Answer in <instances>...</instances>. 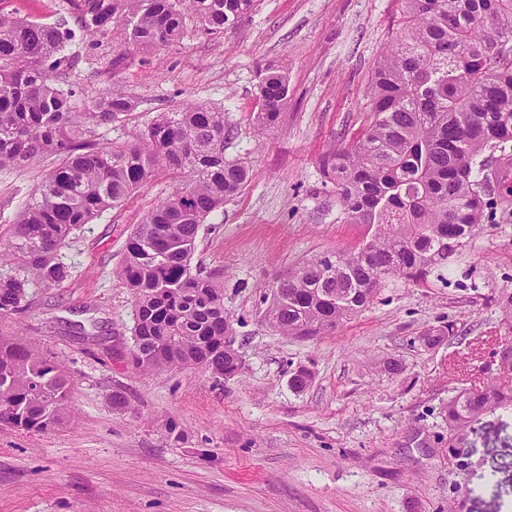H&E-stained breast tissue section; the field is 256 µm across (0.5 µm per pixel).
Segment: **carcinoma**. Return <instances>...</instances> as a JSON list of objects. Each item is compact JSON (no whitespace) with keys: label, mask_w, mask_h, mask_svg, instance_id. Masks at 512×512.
Segmentation results:
<instances>
[{"label":"carcinoma","mask_w":512,"mask_h":512,"mask_svg":"<svg viewBox=\"0 0 512 512\" xmlns=\"http://www.w3.org/2000/svg\"><path fill=\"white\" fill-rule=\"evenodd\" d=\"M255 0H83L80 28L105 33L121 23L124 47L150 50L189 30L214 35L249 14ZM72 32L0 14V168L47 156L44 176L14 221L0 266V315L19 310L29 282L58 286L69 236L163 172L172 192L142 217L124 248L118 277L135 300L129 364L150 373L200 365L239 375L224 311V281L192 272L199 228L252 180L243 159L224 158V113L195 102L160 112L132 139L103 145L95 128L134 102L118 90L82 102L58 82L72 59ZM253 131L274 127L288 107V68L256 72ZM84 111H79V108ZM372 119L347 146L321 160L324 178L350 224L375 228L350 251L315 256L281 279L266 311L278 333L307 340L333 333L374 303L395 278L444 281L448 259L483 230L493 205L477 179L483 154L512 142V0H401L365 91ZM72 379L18 338L0 337V421L45 432L67 413ZM512 406V377L463 389L444 407L448 441L482 415Z\"/></svg>","instance_id":"1"}]
</instances>
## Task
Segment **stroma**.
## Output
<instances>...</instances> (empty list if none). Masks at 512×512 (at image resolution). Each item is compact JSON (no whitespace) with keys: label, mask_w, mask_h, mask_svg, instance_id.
Listing matches in <instances>:
<instances>
[{"label":"stroma","mask_w":512,"mask_h":512,"mask_svg":"<svg viewBox=\"0 0 512 512\" xmlns=\"http://www.w3.org/2000/svg\"><path fill=\"white\" fill-rule=\"evenodd\" d=\"M399 10V0H258L222 34L138 51L117 29L79 33L71 0H0L1 13L76 31L64 87L86 100L118 87L137 101L98 127V140L125 141L195 99L233 126L225 157L257 172L201 226L192 260L224 276L241 376L128 363L134 302L116 267L135 225L170 192L162 175L71 235L60 252L68 280L31 284L23 308L0 317V334L37 344L73 380L60 426L0 423V512H512V407L472 423L462 461L443 415L450 397L491 378L506 333L497 300L512 293V179L500 171L512 147L489 162L495 205L449 261L446 283L389 282L368 309L310 341L264 319L288 272L366 238V226L344 221L320 158L365 126L364 91ZM271 61L287 64L291 100L257 136L255 71ZM56 163L0 170L1 248ZM442 326L440 345L419 343ZM386 359L402 371H380ZM301 366L313 379L298 393L290 378ZM116 392L127 409L113 407Z\"/></svg>","instance_id":"1"}]
</instances>
